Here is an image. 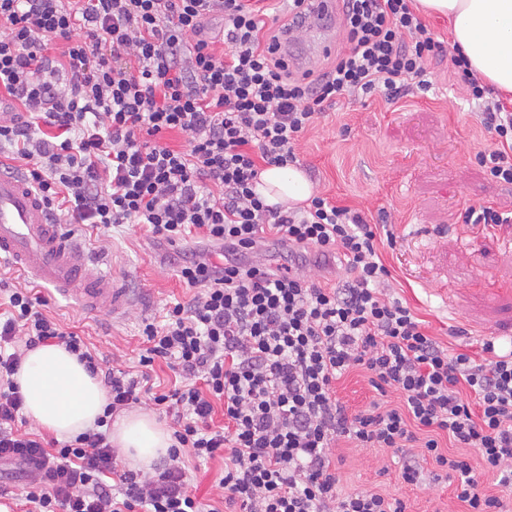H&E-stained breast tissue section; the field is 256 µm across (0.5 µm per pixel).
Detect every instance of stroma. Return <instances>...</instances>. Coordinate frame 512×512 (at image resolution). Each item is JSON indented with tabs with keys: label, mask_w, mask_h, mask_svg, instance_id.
Returning <instances> with one entry per match:
<instances>
[{
	"label": "stroma",
	"mask_w": 512,
	"mask_h": 512,
	"mask_svg": "<svg viewBox=\"0 0 512 512\" xmlns=\"http://www.w3.org/2000/svg\"><path fill=\"white\" fill-rule=\"evenodd\" d=\"M427 93L394 101L372 95L319 115L298 141L301 168L315 191L391 225L396 244L380 242L396 297L457 352L479 354L483 339L512 338V224H469L472 206L512 210V185L489 179L476 154L489 144L465 86L440 63ZM83 263L104 264L117 287L130 291L124 313L83 310L48 286L37 287L47 311L108 360L132 365L144 322L160 321L166 301H188L171 249L126 225L98 242L84 224L63 227ZM342 490L371 489L405 500L408 512H462L454 486L402 481L391 453L338 451Z\"/></svg>",
	"instance_id": "35a3bbf8"
}]
</instances>
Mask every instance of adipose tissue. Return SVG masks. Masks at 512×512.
<instances>
[{"label":"adipose tissue","instance_id":"obj_1","mask_svg":"<svg viewBox=\"0 0 512 512\" xmlns=\"http://www.w3.org/2000/svg\"><path fill=\"white\" fill-rule=\"evenodd\" d=\"M423 13L447 16L454 43L484 83L512 96V0H417ZM258 192L269 203L296 205L313 186L294 167L270 166L259 174ZM24 412L59 440L94 428L108 403L105 389L85 363L62 345L26 352L14 376ZM113 445L132 468L147 470L172 444L171 433L151 413H119L110 428Z\"/></svg>","mask_w":512,"mask_h":512}]
</instances>
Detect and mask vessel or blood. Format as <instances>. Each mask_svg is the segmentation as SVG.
Returning <instances> with one entry per match:
<instances>
[{
  "label": "vessel or blood",
  "mask_w": 512,
  "mask_h": 512,
  "mask_svg": "<svg viewBox=\"0 0 512 512\" xmlns=\"http://www.w3.org/2000/svg\"><path fill=\"white\" fill-rule=\"evenodd\" d=\"M330 4L331 0H312L314 17L307 29L309 52H302L292 38L279 39L278 52L288 66H306L310 56L328 49L329 39L319 15ZM3 257L35 280L74 298L84 310L105 306L115 312L127 304L124 289L113 287L111 272H80L75 246L60 225L49 223L45 203L15 173L0 170V258Z\"/></svg>",
  "instance_id": "b4317fda"
}]
</instances>
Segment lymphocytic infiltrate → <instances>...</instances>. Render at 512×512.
I'll return each mask as SVG.
<instances>
[{"mask_svg": "<svg viewBox=\"0 0 512 512\" xmlns=\"http://www.w3.org/2000/svg\"><path fill=\"white\" fill-rule=\"evenodd\" d=\"M336 7L341 51L325 69L296 72L277 38L305 28L307 0H0V153L23 161L50 223L142 225L195 290L165 304L164 324H145L133 374L103 367L33 289H6L0 464L20 468L24 512H220L195 494L186 466L219 454L222 502L238 512H407L400 498L341 492L344 444L398 455L409 485L434 463L466 512H503L480 476L512 486V344L487 340L479 359L449 352L388 292L377 227L360 211L321 194L270 205L256 184L262 167L299 165L298 137L317 115L348 97L429 90L444 61L491 137L479 163L512 185V107L435 37L414 0ZM173 132L184 147L166 143ZM191 236L205 250L182 251ZM271 243L287 247L288 264L261 261ZM327 258L342 278H307V260ZM51 344L109 395L96 429L62 445L22 430L13 380L24 351ZM160 360L181 385H153ZM356 369L396 404L350 411L336 382ZM145 401L171 416L173 443L151 471L117 470L109 419ZM444 437L458 452L442 451Z\"/></svg>", "mask_w": 512, "mask_h": 512, "instance_id": "f902f5d3", "label": "lymphocytic infiltrate"}]
</instances>
